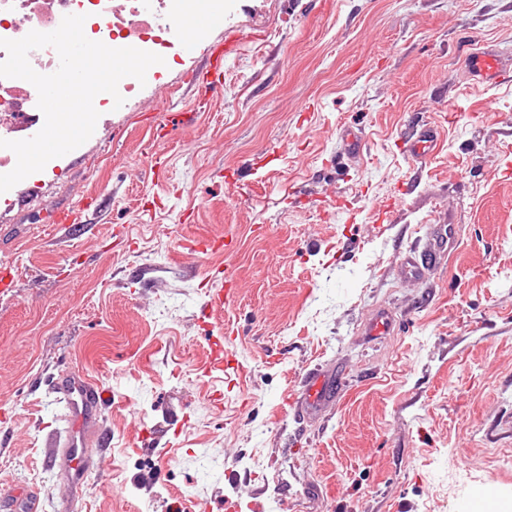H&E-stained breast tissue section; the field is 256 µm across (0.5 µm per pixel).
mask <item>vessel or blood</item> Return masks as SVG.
Wrapping results in <instances>:
<instances>
[{
  "label": "vessel or blood",
  "instance_id": "obj_1",
  "mask_svg": "<svg viewBox=\"0 0 512 512\" xmlns=\"http://www.w3.org/2000/svg\"><path fill=\"white\" fill-rule=\"evenodd\" d=\"M215 18L216 15L212 12L191 21L174 17L170 19L169 25L183 37L188 50L192 51L196 48V32ZM235 49L236 42L231 38L226 39L223 45L210 49L208 66L198 77L205 94L219 90L220 76L224 72V58ZM465 66L472 76L485 79L495 86L512 77V63L501 54L490 50L478 48L470 52L465 59ZM438 141L434 127L424 124L404 137L403 150L407 156L421 159L435 151ZM54 386L68 408L67 426L58 439V445L63 450L60 464L72 480L77 481L82 477L89 437L94 432L102 412L111 407L115 394L100 380L85 375L56 378ZM326 397L327 389L323 379L318 373L311 372L304 378L291 405L308 413L318 407Z\"/></svg>",
  "mask_w": 512,
  "mask_h": 512
}]
</instances>
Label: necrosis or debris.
<instances>
[{"label": "necrosis or debris", "instance_id": "4bbe7bcc", "mask_svg": "<svg viewBox=\"0 0 512 512\" xmlns=\"http://www.w3.org/2000/svg\"><path fill=\"white\" fill-rule=\"evenodd\" d=\"M209 0H0V39L23 38L30 23L58 27L64 16H84L85 36L112 48L137 45L171 62L180 38L169 18L204 11ZM29 91L11 78H0V132L15 126L35 129Z\"/></svg>", "mask_w": 512, "mask_h": 512}]
</instances>
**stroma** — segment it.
Segmentation results:
<instances>
[{"label":"stroma","instance_id":"stroma-1","mask_svg":"<svg viewBox=\"0 0 512 512\" xmlns=\"http://www.w3.org/2000/svg\"><path fill=\"white\" fill-rule=\"evenodd\" d=\"M222 3L182 64L0 208V481L36 512H460L486 484L511 505L492 457L512 448V82L482 87L464 59L512 56V0ZM426 122L438 150L405 157ZM344 124L366 135L351 161ZM90 196L86 224L52 223ZM452 224L457 251L434 256ZM190 235L224 246L175 260ZM228 269L234 300L204 309ZM213 336L245 388L201 375ZM314 369L329 399L284 411ZM68 371L116 399L76 484L50 463ZM223 44L210 49L208 66L204 72L198 75L199 84L205 95L214 94L220 89V76L224 73V57L236 50V42L232 38H226Z\"/></svg>","mask_w":512,"mask_h":512}]
</instances>
